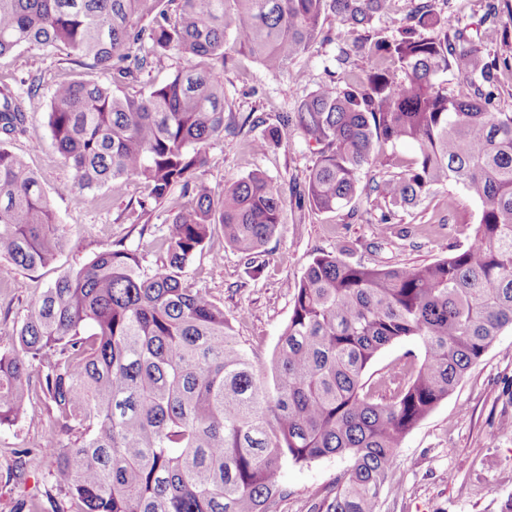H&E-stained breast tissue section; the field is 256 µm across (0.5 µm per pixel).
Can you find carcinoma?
<instances>
[{
  "label": "carcinoma",
  "instance_id": "obj_1",
  "mask_svg": "<svg viewBox=\"0 0 512 512\" xmlns=\"http://www.w3.org/2000/svg\"><path fill=\"white\" fill-rule=\"evenodd\" d=\"M414 2L392 38L354 39L371 60L364 77L344 72L281 113L268 137L298 134L313 147L304 196L321 213L350 203L362 173L388 165V148L415 145L404 172L370 186L386 206L381 235L392 234L395 209L455 184L479 203L475 241L415 267L314 257L294 284L269 387L224 308L183 278L218 227L252 258L285 206L260 171L225 182L220 199L195 178L226 129L224 68L241 53L277 73L328 38L329 16L366 31L389 0H0V57L62 46L112 77L50 92L48 127L72 188L94 204L95 190L135 180L148 190L144 212L176 187L192 197L170 216L154 267L122 247L64 272L0 353V427L24 416L37 370L60 441L43 453L75 512H274L283 467L330 456L346 467L311 512H379L405 436L512 327V112L493 107L508 62L470 46L430 0ZM170 51L183 66L168 82L122 90ZM448 71L468 94L448 96ZM37 91L0 86V258L28 271L69 242L36 174L4 147L26 133ZM406 338L420 341V363L364 380L378 353Z\"/></svg>",
  "mask_w": 512,
  "mask_h": 512
}]
</instances>
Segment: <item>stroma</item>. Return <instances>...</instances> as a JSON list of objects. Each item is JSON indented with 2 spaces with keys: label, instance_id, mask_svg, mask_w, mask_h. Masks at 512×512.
Segmentation results:
<instances>
[{
  "label": "stroma",
  "instance_id": "stroma-1",
  "mask_svg": "<svg viewBox=\"0 0 512 512\" xmlns=\"http://www.w3.org/2000/svg\"><path fill=\"white\" fill-rule=\"evenodd\" d=\"M437 13L454 18L479 51L512 60V0H432ZM508 31V39L489 41L488 27ZM328 40L317 42L278 74L269 73L251 58L239 55L224 70V112L227 128L209 147V160L197 172L214 197L224 184L253 171L265 173L284 198L281 223L255 259H246L215 231L205 251L184 270L191 287L209 294L223 306L234 334L256 364L269 366L278 339L292 313L294 284L313 257L344 250L347 260L419 266L441 258L444 249H464L473 241L479 206L461 187L435 189L420 205L395 212L398 234H379L382 200L370 192L372 180L401 172L413 160L412 144H398L390 165L362 176L364 190L345 208L320 213L298 205L315 156L306 142L294 136L279 144L268 131L283 112L322 85L341 75L337 57L343 30L336 17L325 24ZM30 51L19 49L0 58V84L26 93L31 82L40 89L27 101V132L9 147L22 154L37 174L61 224L74 230L73 241L48 267L14 270L0 276V352L10 349L30 302L63 271L80 266L97 253L124 245L137 251L144 267H152L167 231L172 208L186 198L172 192L165 202L142 212L145 189L129 183L121 192L102 188L96 204L70 189L71 171L64 165L47 127L49 93L63 80L85 75L65 49L41 51L32 65ZM264 142L261 151L253 150ZM221 251L224 261L213 266L210 254ZM52 439L45 404L33 400L25 418L0 428V512H27L29 502L42 503L45 512H74L68 497L53 485L52 461L42 448ZM345 463L336 457L302 466L286 465V491L276 512H308L317 494L331 486ZM512 499V328H505L493 346L474 365L454 392L443 400L402 441L397 466L386 484L380 512H501Z\"/></svg>",
  "mask_w": 512,
  "mask_h": 512
}]
</instances>
